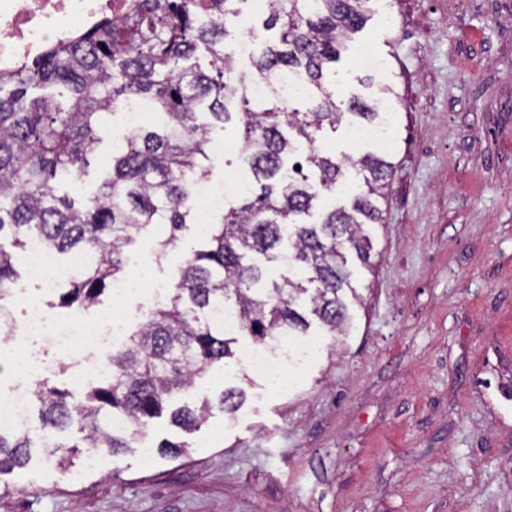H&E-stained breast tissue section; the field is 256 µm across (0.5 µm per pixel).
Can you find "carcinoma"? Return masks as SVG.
I'll use <instances>...</instances> for the list:
<instances>
[{
    "mask_svg": "<svg viewBox=\"0 0 512 512\" xmlns=\"http://www.w3.org/2000/svg\"><path fill=\"white\" fill-rule=\"evenodd\" d=\"M240 2L246 0H139L125 19H101L0 82V237L8 229L17 246L37 240L54 256H88L62 280L61 308H88L112 291L134 234L168 228L158 260L186 236L216 131L237 129L253 175L249 191L195 236L170 294L112 352L106 378L76 402L40 383V447L62 462L63 450L129 451L165 414L184 432L198 429L215 407L234 414L246 397L235 386L214 401L173 404L212 364L235 358L226 310L239 319L237 333L258 343L307 335L311 315L333 334L346 332L345 297L355 293L348 254L370 264L365 226L382 221V189L394 165L373 153L338 158L316 143L347 114L379 117L362 96L336 98L333 68L375 0H267L264 29L277 36L260 39L248 81L224 52V18L239 13ZM200 48L210 71L190 62ZM284 74L306 88L301 104L252 95L251 81ZM137 99L153 103L154 123L114 147L112 174L98 193L83 205L59 194L62 181L90 166L107 117ZM201 111L209 121H198ZM301 142L308 153L293 162ZM352 169L362 184L350 206L316 212L322 192L336 190ZM16 282L12 255L0 245V301ZM116 416L129 425L112 429ZM70 427L81 437L59 441L58 432ZM33 447L26 426L0 424V474L24 468Z\"/></svg>",
    "mask_w": 512,
    "mask_h": 512,
    "instance_id": "1",
    "label": "carcinoma"
}]
</instances>
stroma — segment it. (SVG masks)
<instances>
[{"instance_id":"1","label":"stroma","mask_w":512,"mask_h":512,"mask_svg":"<svg viewBox=\"0 0 512 512\" xmlns=\"http://www.w3.org/2000/svg\"><path fill=\"white\" fill-rule=\"evenodd\" d=\"M336 64V95L379 111L394 85V173L369 225L370 266L349 258L359 298L349 331L312 328L316 351L292 359L289 391L238 364H215L184 398L245 390L185 433L155 421L136 449L86 451L66 466L34 450L0 475V512H512V0H376ZM369 86H361V79ZM125 115L108 120L86 173L62 189L93 196L112 172ZM165 226L123 253L171 289L182 245L144 266ZM14 256L16 295L52 304L62 327L95 319L56 296ZM82 400L72 357L46 336L0 335V398L41 381ZM187 442L160 456L163 439Z\"/></svg>"}]
</instances>
